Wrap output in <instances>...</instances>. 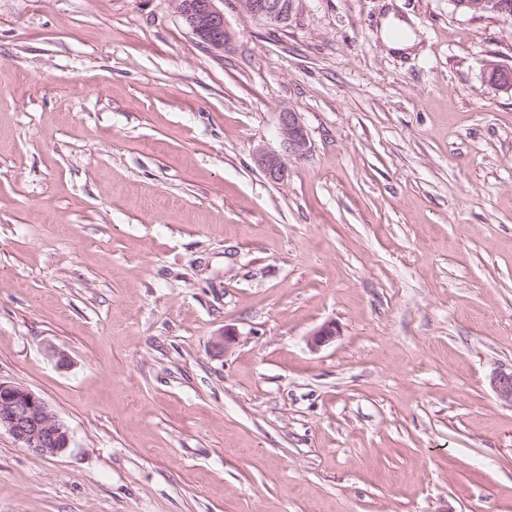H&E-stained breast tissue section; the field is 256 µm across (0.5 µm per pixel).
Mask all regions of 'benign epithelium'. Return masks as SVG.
<instances>
[{
    "instance_id": "1",
    "label": "benign epithelium",
    "mask_w": 512,
    "mask_h": 512,
    "mask_svg": "<svg viewBox=\"0 0 512 512\" xmlns=\"http://www.w3.org/2000/svg\"><path fill=\"white\" fill-rule=\"evenodd\" d=\"M219 0H174V4L191 32L208 48L220 51L233 40ZM238 8L269 25L288 22L295 0H237ZM485 76L501 91H512V68L498 64L486 65ZM279 133L284 151L258 149L254 160L272 182H281L288 175V162L303 158L309 151V137L301 115L289 108L278 112ZM337 334L332 322L322 324L310 334L309 344L321 347ZM501 400L512 405V371H499L493 378ZM6 430L21 447L41 457H55L70 446L67 426L48 403L28 388L0 381V430Z\"/></svg>"
}]
</instances>
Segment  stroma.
<instances>
[{
    "instance_id": "obj_1",
    "label": "stroma",
    "mask_w": 512,
    "mask_h": 512,
    "mask_svg": "<svg viewBox=\"0 0 512 512\" xmlns=\"http://www.w3.org/2000/svg\"><path fill=\"white\" fill-rule=\"evenodd\" d=\"M223 8L0 0V380L71 436L0 432V512H512V20ZM176 9L191 32L211 50H224L233 40L224 11L217 6L223 0H174ZM279 133L284 147L283 153L257 149L254 160L265 176L272 182H281L288 175V162L301 159L309 151V137L299 112L283 108L278 114Z\"/></svg>"
}]
</instances>
